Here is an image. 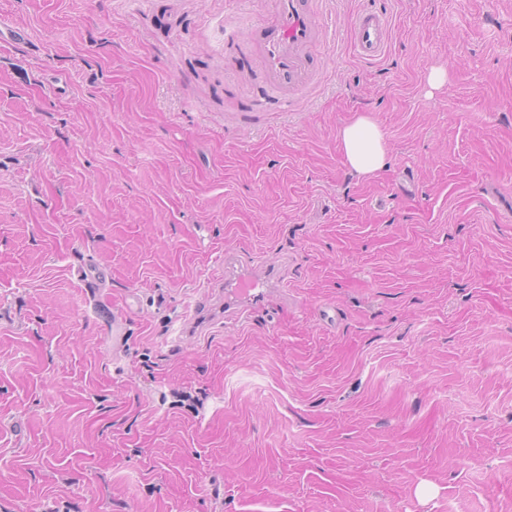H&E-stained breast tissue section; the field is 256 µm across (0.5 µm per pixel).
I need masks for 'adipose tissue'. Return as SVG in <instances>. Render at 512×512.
<instances>
[{
    "label": "adipose tissue",
    "instance_id": "adipose-tissue-1",
    "mask_svg": "<svg viewBox=\"0 0 512 512\" xmlns=\"http://www.w3.org/2000/svg\"><path fill=\"white\" fill-rule=\"evenodd\" d=\"M344 164L365 179H373L387 167L385 138L379 126L369 117L360 115L338 132Z\"/></svg>",
    "mask_w": 512,
    "mask_h": 512
}]
</instances>
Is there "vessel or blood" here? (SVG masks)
Segmentation results:
<instances>
[{
    "instance_id": "vessel-or-blood-1",
    "label": "vessel or blood",
    "mask_w": 512,
    "mask_h": 512,
    "mask_svg": "<svg viewBox=\"0 0 512 512\" xmlns=\"http://www.w3.org/2000/svg\"><path fill=\"white\" fill-rule=\"evenodd\" d=\"M325 36L313 0H274L271 17L253 21L250 52H228L225 63L233 70H245L258 64L260 72L253 88L252 103L292 106L302 98L313 81L316 65L311 50ZM389 39L384 13L365 9L352 24V40L357 55L366 60L378 58ZM267 272L228 277L225 290L240 301L241 309L262 302L270 287Z\"/></svg>"
}]
</instances>
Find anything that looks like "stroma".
Here are the masks:
<instances>
[{"instance_id": "1", "label": "stroma", "mask_w": 512, "mask_h": 512, "mask_svg": "<svg viewBox=\"0 0 512 512\" xmlns=\"http://www.w3.org/2000/svg\"><path fill=\"white\" fill-rule=\"evenodd\" d=\"M317 7L306 98L247 112L273 0H0V512H512V0ZM228 255L284 288L241 314ZM389 39L388 20L383 12L364 9L352 24V40L357 55L376 59L384 52ZM344 164L353 172L371 180L387 167L385 138L379 126L368 116H357L338 132Z\"/></svg>"}]
</instances>
